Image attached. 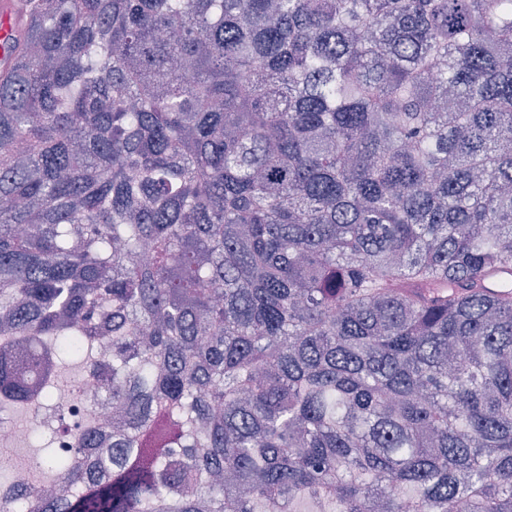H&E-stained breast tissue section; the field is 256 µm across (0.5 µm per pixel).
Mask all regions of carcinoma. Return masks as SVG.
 <instances>
[{
	"label": "carcinoma",
	"instance_id": "obj_1",
	"mask_svg": "<svg viewBox=\"0 0 512 512\" xmlns=\"http://www.w3.org/2000/svg\"><path fill=\"white\" fill-rule=\"evenodd\" d=\"M0 61V512H512V0H29ZM101 341L112 344L105 360ZM80 384L85 397L73 399L66 390L55 391L43 398V408L32 421L36 426L52 430V448L60 457L74 455L75 438L85 425L88 406L97 400L101 387L96 377L83 375Z\"/></svg>",
	"mask_w": 512,
	"mask_h": 512
}]
</instances>
